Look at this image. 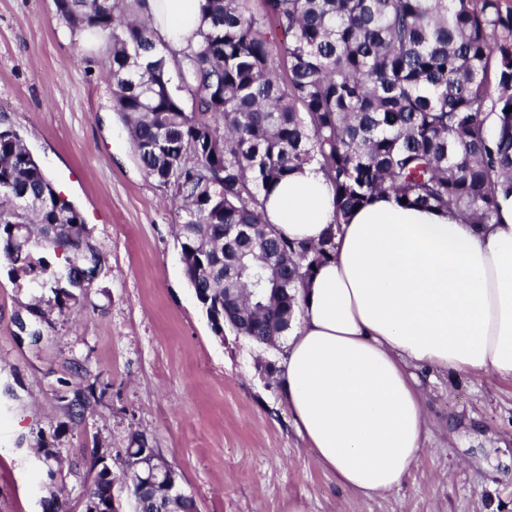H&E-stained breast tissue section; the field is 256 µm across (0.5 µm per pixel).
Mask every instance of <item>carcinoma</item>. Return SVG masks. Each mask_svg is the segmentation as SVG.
Instances as JSON below:
<instances>
[{"label": "carcinoma", "instance_id": "obj_1", "mask_svg": "<svg viewBox=\"0 0 512 512\" xmlns=\"http://www.w3.org/2000/svg\"><path fill=\"white\" fill-rule=\"evenodd\" d=\"M147 0H54L71 32L109 50L112 110L146 174L184 213L178 235L188 279L211 329L268 344L288 334L295 288L334 256L335 241L280 237L263 219V194L316 160L345 217L390 191L408 207L490 224L512 194V10L501 0H199L202 22L170 55L146 16ZM280 37L273 51L266 37ZM180 74L194 107L170 85ZM88 265L99 253L84 220L57 191L23 139L0 124V257L17 263L15 226ZM230 224L252 227L229 236ZM240 321L224 318L226 288ZM124 478L141 512L153 495Z\"/></svg>", "mask_w": 512, "mask_h": 512}]
</instances>
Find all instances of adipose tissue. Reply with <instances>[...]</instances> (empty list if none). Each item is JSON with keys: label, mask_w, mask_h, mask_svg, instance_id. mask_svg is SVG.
Here are the masks:
<instances>
[{"label": "adipose tissue", "mask_w": 512, "mask_h": 512, "mask_svg": "<svg viewBox=\"0 0 512 512\" xmlns=\"http://www.w3.org/2000/svg\"><path fill=\"white\" fill-rule=\"evenodd\" d=\"M174 52L198 29V0H148ZM288 240L334 258L298 290L280 390L309 451L351 490L384 495L416 467L429 435L421 367L512 378V195L491 224L375 195L346 219L317 163L265 200Z\"/></svg>", "instance_id": "1"}]
</instances>
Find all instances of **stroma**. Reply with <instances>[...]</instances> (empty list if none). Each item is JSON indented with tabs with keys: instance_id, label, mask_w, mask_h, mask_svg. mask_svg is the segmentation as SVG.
Masks as SVG:
<instances>
[{
	"instance_id": "stroma-1",
	"label": "stroma",
	"mask_w": 512,
	"mask_h": 512,
	"mask_svg": "<svg viewBox=\"0 0 512 512\" xmlns=\"http://www.w3.org/2000/svg\"><path fill=\"white\" fill-rule=\"evenodd\" d=\"M53 0H0V121L19 129L102 254L92 287L0 260V512H85L104 458L157 449L199 512H512V379L419 371L431 434L399 488L367 498L291 425L281 350L216 337L184 275L169 190L142 168L105 80Z\"/></svg>"
}]
</instances>
